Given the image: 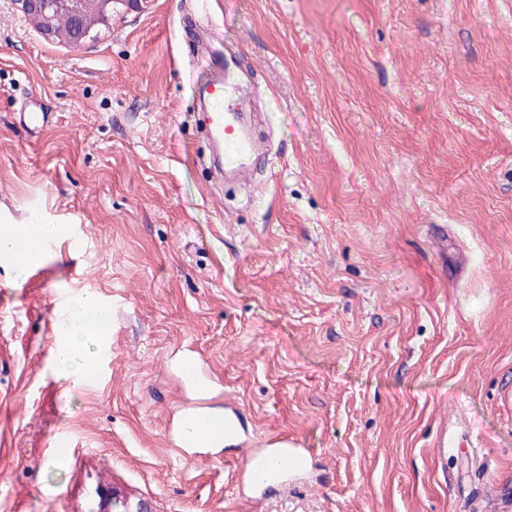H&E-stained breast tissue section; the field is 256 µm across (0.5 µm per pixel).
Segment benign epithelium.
<instances>
[{
    "instance_id": "benign-epithelium-1",
    "label": "benign epithelium",
    "mask_w": 512,
    "mask_h": 512,
    "mask_svg": "<svg viewBox=\"0 0 512 512\" xmlns=\"http://www.w3.org/2000/svg\"><path fill=\"white\" fill-rule=\"evenodd\" d=\"M14 9L30 21L47 40L80 46L90 34L112 25L115 3L125 11H142L153 0H10ZM98 512H154L150 503L119 496L108 489L98 491Z\"/></svg>"
}]
</instances>
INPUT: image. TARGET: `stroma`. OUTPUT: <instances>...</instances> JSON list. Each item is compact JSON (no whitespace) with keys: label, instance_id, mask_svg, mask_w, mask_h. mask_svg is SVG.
Here are the masks:
<instances>
[{"label":"stroma","instance_id":"stroma-1","mask_svg":"<svg viewBox=\"0 0 512 512\" xmlns=\"http://www.w3.org/2000/svg\"><path fill=\"white\" fill-rule=\"evenodd\" d=\"M258 155L211 180L215 55ZM52 118L30 131L21 112ZM71 227L0 262V512H512V0H155L74 48L0 0V225ZM97 293L112 355L51 353ZM194 350L256 445L312 467L242 497L180 448ZM81 448L62 456L58 436ZM95 311L107 318L106 309L93 292L80 294L70 303L68 327L63 336H57L52 358L58 379L77 384L88 378L97 366L104 331L93 328L89 322V315ZM96 375L97 371L92 374ZM100 500L98 512H154L150 503L139 499L132 503L130 497H121L115 490L101 488L98 491Z\"/></svg>","mask_w":512,"mask_h":512}]
</instances>
